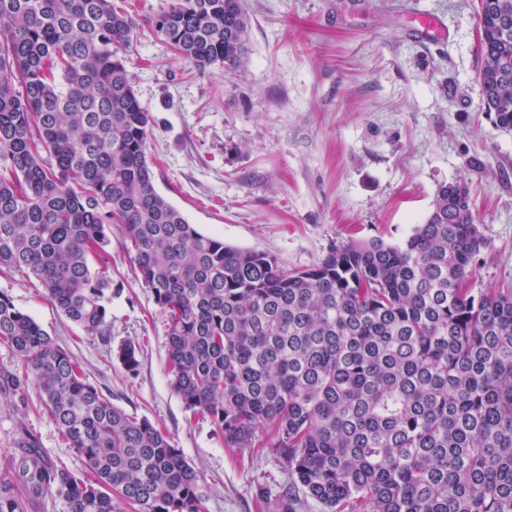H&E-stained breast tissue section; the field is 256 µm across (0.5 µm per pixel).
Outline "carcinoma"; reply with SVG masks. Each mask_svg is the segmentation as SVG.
<instances>
[{
  "label": "carcinoma",
  "mask_w": 512,
  "mask_h": 512,
  "mask_svg": "<svg viewBox=\"0 0 512 512\" xmlns=\"http://www.w3.org/2000/svg\"><path fill=\"white\" fill-rule=\"evenodd\" d=\"M476 14L486 109L511 134L512 0ZM149 25L201 72L246 61L241 0H167ZM137 29L114 0H0V273L34 276L103 337L115 224L165 318L174 390L227 447L279 456L325 512H512V289L467 288L484 245L467 187L441 186L403 242L351 239L303 270L204 235L154 186L127 66ZM0 345L18 361L0 394L34 384L86 466L22 453L0 474V512L50 490L68 512H205L168 436L3 292ZM119 358L138 371L135 346Z\"/></svg>",
  "instance_id": "cac0c4a2"
}]
</instances>
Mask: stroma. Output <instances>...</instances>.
Segmentation results:
<instances>
[{
  "mask_svg": "<svg viewBox=\"0 0 512 512\" xmlns=\"http://www.w3.org/2000/svg\"><path fill=\"white\" fill-rule=\"evenodd\" d=\"M246 63L198 72L148 26L166 0H129L140 28L128 69L152 116L156 190L203 234L257 248L288 270L315 265L348 239L403 241L442 185L461 181L484 246L475 292L512 288V133L486 112L478 82L475 0H242ZM436 17L423 37L414 18ZM112 326L83 332L35 277L1 275L0 291L83 365L127 413L168 435L202 477L206 512H274L293 490L297 512H322L277 456L226 447L191 417L167 375L164 322L133 273L120 228L109 233ZM140 350L129 374L120 347ZM52 468L80 473L38 390L0 396V473L27 442Z\"/></svg>",
  "mask_w": 512,
  "mask_h": 512,
  "instance_id": "35a3bbf8",
  "label": "stroma"
}]
</instances>
